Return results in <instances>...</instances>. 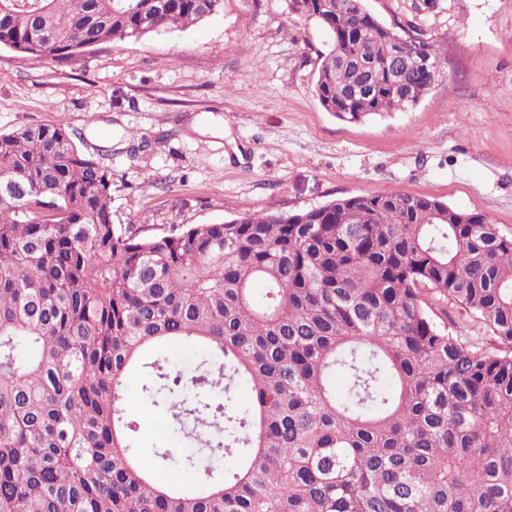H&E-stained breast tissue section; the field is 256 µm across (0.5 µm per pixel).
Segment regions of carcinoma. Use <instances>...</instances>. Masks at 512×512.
<instances>
[{"label":"carcinoma","instance_id":"1","mask_svg":"<svg viewBox=\"0 0 512 512\" xmlns=\"http://www.w3.org/2000/svg\"><path fill=\"white\" fill-rule=\"evenodd\" d=\"M353 2L295 0L329 35L318 100L347 122L417 103L436 54ZM223 7L0 0V47L67 58ZM437 205L354 195L148 234L112 223V172L65 128L0 133V512H512V350L465 346L433 305L512 346V238ZM175 339L193 372L168 367ZM139 368L194 448L155 455L192 489L139 464ZM164 353L174 368L186 371L195 367L202 354L198 346L186 341L168 343L164 347Z\"/></svg>","mask_w":512,"mask_h":512}]
</instances>
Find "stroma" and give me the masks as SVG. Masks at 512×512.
I'll list each match as a JSON object with an SVG mask.
<instances>
[{
    "label": "stroma",
    "mask_w": 512,
    "mask_h": 512,
    "mask_svg": "<svg viewBox=\"0 0 512 512\" xmlns=\"http://www.w3.org/2000/svg\"><path fill=\"white\" fill-rule=\"evenodd\" d=\"M402 35L433 43L436 84L402 112L342 121L315 93L327 36L294 0H224L183 30L38 61L0 48V133L57 125L113 174L112 221L154 233L242 213L298 212L395 192L483 213L512 236V0H366ZM127 379L140 464L161 485L183 447L168 416Z\"/></svg>",
    "instance_id": "1"
}]
</instances>
